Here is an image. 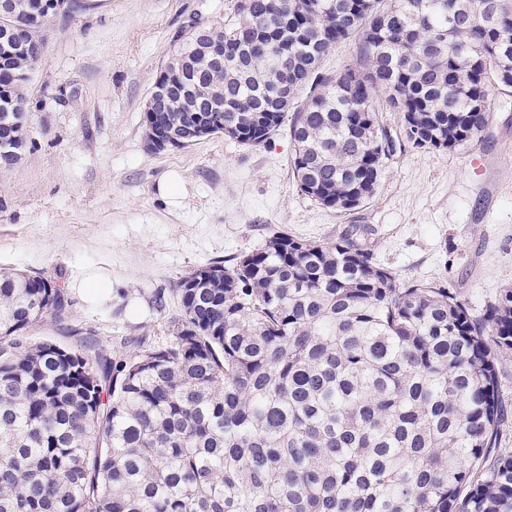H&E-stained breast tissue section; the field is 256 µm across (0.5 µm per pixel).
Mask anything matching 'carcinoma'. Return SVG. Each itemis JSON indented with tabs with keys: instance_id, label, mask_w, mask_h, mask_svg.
<instances>
[{
	"instance_id": "1",
	"label": "carcinoma",
	"mask_w": 512,
	"mask_h": 512,
	"mask_svg": "<svg viewBox=\"0 0 512 512\" xmlns=\"http://www.w3.org/2000/svg\"><path fill=\"white\" fill-rule=\"evenodd\" d=\"M222 71L196 45L198 97L157 120L180 132L224 91L216 134L258 146L288 127L299 191L336 211L376 191L393 155L374 95L418 149H455L512 88V0H246ZM355 59L322 70L336 43ZM36 55L0 66L32 70ZM293 97L275 112L281 84ZM26 87L0 98L4 147ZM174 334L106 348L23 342L70 302L56 281L0 272V512H512L509 414L496 360L512 289L478 314L449 288L401 281L353 231L274 232L182 277Z\"/></svg>"
}]
</instances>
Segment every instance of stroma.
<instances>
[{
    "mask_svg": "<svg viewBox=\"0 0 512 512\" xmlns=\"http://www.w3.org/2000/svg\"><path fill=\"white\" fill-rule=\"evenodd\" d=\"M240 0H92L50 19L27 85V147L0 172V268L56 278L71 302L59 323L24 339L101 342L144 336L162 344L179 312L173 290L197 267L260 248L273 232L333 243L351 227L401 280L434 282L473 311L512 289V88L492 89L490 118L472 143L419 151L404 119L377 97L396 140L372 199L352 211L301 194L287 131L246 146L221 135L152 152L144 108L176 35L196 21L234 22ZM79 87L68 106L53 98ZM173 178L172 197L159 184ZM111 283L91 296L87 282Z\"/></svg>",
    "mask_w": 512,
    "mask_h": 512,
    "instance_id": "1",
    "label": "stroma"
}]
</instances>
